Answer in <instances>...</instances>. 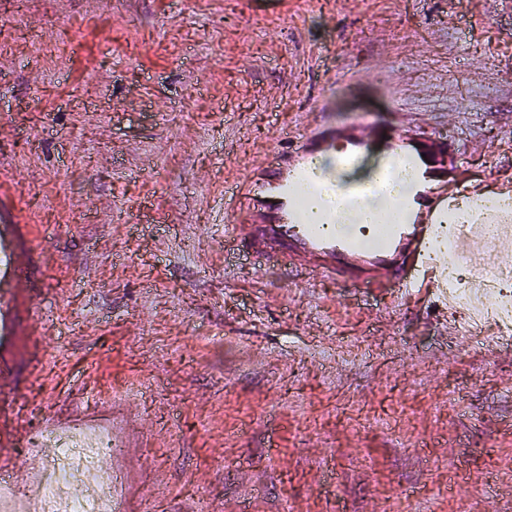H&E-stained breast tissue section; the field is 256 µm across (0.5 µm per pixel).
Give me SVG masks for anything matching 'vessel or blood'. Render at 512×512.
I'll list each match as a JSON object with an SVG mask.
<instances>
[{
    "mask_svg": "<svg viewBox=\"0 0 512 512\" xmlns=\"http://www.w3.org/2000/svg\"><path fill=\"white\" fill-rule=\"evenodd\" d=\"M378 142L393 162L378 171L377 187L406 176L413 192L395 202L400 222L382 221L378 243L366 245L337 232L342 212L358 208L359 192L336 198L321 161L334 155L337 168L346 170ZM458 159L439 136L413 137L367 119L322 120L290 136L275 162L260 163L248 178L225 185V235L276 268L311 272L347 287L383 290L394 284L404 293L429 288L444 302L438 231L450 223L459 199Z\"/></svg>",
    "mask_w": 512,
    "mask_h": 512,
    "instance_id": "1",
    "label": "vessel or blood"
}]
</instances>
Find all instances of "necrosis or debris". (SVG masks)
Segmentation results:
<instances>
[{
    "label": "necrosis or debris",
    "mask_w": 512,
    "mask_h": 512,
    "mask_svg": "<svg viewBox=\"0 0 512 512\" xmlns=\"http://www.w3.org/2000/svg\"><path fill=\"white\" fill-rule=\"evenodd\" d=\"M478 207L472 199L458 206L453 223L443 228L441 237L446 245L448 291L470 315L471 329L479 335L490 318L503 330L512 329V266L472 258L456 249ZM29 446H49L54 454L26 479L0 482V512H112L118 500V479L99 465L103 457L119 452L111 428L40 429Z\"/></svg>",
    "instance_id": "necrosis-or-debris-1"
}]
</instances>
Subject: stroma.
I'll return each instance as SVG.
<instances>
[{
    "label": "stroma",
    "mask_w": 512,
    "mask_h": 512,
    "mask_svg": "<svg viewBox=\"0 0 512 512\" xmlns=\"http://www.w3.org/2000/svg\"><path fill=\"white\" fill-rule=\"evenodd\" d=\"M512 0H0V434L111 423L119 512H512V334L272 273L224 184L324 113L512 176ZM385 72L386 83L374 75ZM4 239V243L6 247H3L2 251L0 250V266L4 267H10V254H9V244L6 241V239L2 236ZM15 267H12L1 271L0 276V288H1V305L3 306V303L6 299L11 297L13 294H15V287L21 285V277L18 273L15 272Z\"/></svg>",
    "instance_id": "35a3bbf8"
}]
</instances>
